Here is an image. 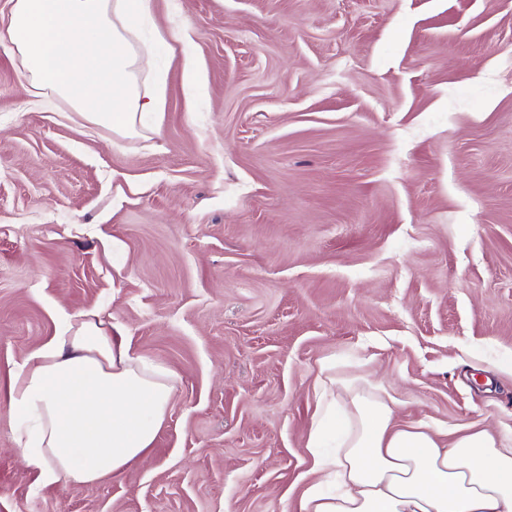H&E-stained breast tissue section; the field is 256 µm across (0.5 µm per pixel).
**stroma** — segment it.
Wrapping results in <instances>:
<instances>
[{"label":"stroma","instance_id":"obj_1","mask_svg":"<svg viewBox=\"0 0 512 512\" xmlns=\"http://www.w3.org/2000/svg\"><path fill=\"white\" fill-rule=\"evenodd\" d=\"M137 36L133 137L0 47V512H296L325 359L511 442L512 0H153ZM89 309L179 383L145 460L46 485L9 373Z\"/></svg>","mask_w":512,"mask_h":512}]
</instances>
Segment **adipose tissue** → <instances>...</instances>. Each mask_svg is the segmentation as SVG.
Wrapping results in <instances>:
<instances>
[{"mask_svg":"<svg viewBox=\"0 0 512 512\" xmlns=\"http://www.w3.org/2000/svg\"><path fill=\"white\" fill-rule=\"evenodd\" d=\"M151 0H11L0 46L21 58L31 92L69 100L88 122L130 136L161 99L137 83L135 32ZM298 512H512V445L488 429L450 440L401 423L367 377L320 365ZM175 374L143 361L93 310L69 315L10 374L19 453L47 484H88L145 458L174 395Z\"/></svg>","mask_w":512,"mask_h":512,"instance_id":"1","label":"adipose tissue"}]
</instances>
